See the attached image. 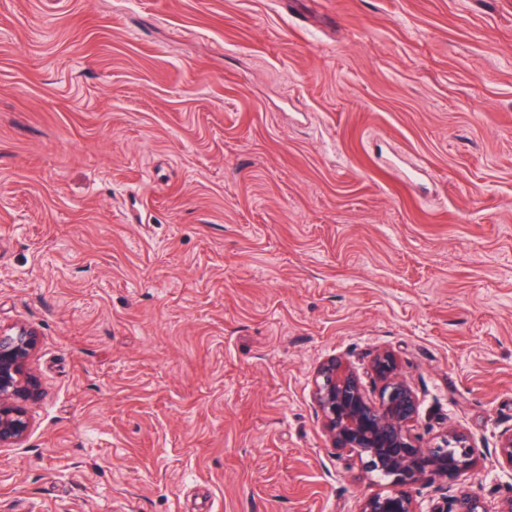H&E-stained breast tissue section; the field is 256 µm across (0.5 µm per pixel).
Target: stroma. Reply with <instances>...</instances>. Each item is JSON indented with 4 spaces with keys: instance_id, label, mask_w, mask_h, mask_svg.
<instances>
[{
    "instance_id": "obj_1",
    "label": "stroma",
    "mask_w": 512,
    "mask_h": 512,
    "mask_svg": "<svg viewBox=\"0 0 512 512\" xmlns=\"http://www.w3.org/2000/svg\"><path fill=\"white\" fill-rule=\"evenodd\" d=\"M0 512H355L312 376L390 348L512 497V0H0ZM38 344L31 327L0 331V447L21 445L31 425L29 407L42 397L31 361Z\"/></svg>"
}]
</instances>
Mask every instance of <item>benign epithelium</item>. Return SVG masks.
<instances>
[{
	"instance_id": "obj_1",
	"label": "benign epithelium",
	"mask_w": 512,
	"mask_h": 512,
	"mask_svg": "<svg viewBox=\"0 0 512 512\" xmlns=\"http://www.w3.org/2000/svg\"><path fill=\"white\" fill-rule=\"evenodd\" d=\"M37 344L36 331L26 325L0 331L1 448L24 442L29 407L42 397L31 368ZM370 372L380 382L375 401L360 375L341 359L323 362L312 380V398L333 448L354 454L367 472L388 480L389 490L360 500L356 512H418L411 488L433 482L441 496L432 512H484L478 497L452 494L457 477L477 463L469 436L452 428L435 443L423 444L415 432L420 401L402 378L395 354L376 350ZM497 463L512 472V430L501 435Z\"/></svg>"
}]
</instances>
